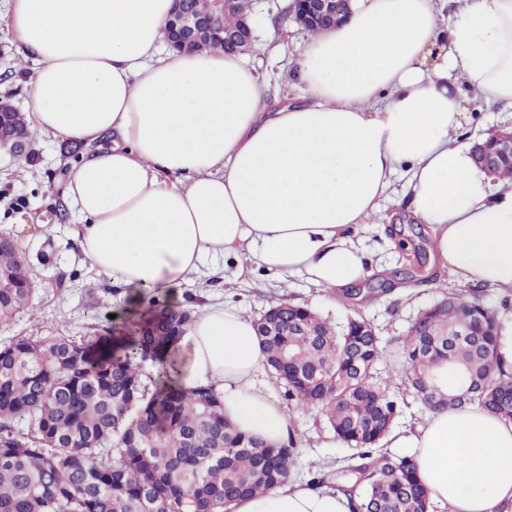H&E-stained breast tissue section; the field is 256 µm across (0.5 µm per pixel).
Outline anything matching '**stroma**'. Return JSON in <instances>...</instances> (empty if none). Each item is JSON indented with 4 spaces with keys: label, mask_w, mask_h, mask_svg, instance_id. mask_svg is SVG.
<instances>
[{
    "label": "stroma",
    "mask_w": 512,
    "mask_h": 512,
    "mask_svg": "<svg viewBox=\"0 0 512 512\" xmlns=\"http://www.w3.org/2000/svg\"><path fill=\"white\" fill-rule=\"evenodd\" d=\"M251 4L256 43L253 51L244 54V61L266 83L272 104L306 101V89L296 76L306 31L288 16V0H251ZM9 9L10 0H0V100L25 113L30 104L28 76L36 63L13 38L7 26ZM87 152L85 146L75 147L51 135L33 139L28 156L21 159L0 151V234L16 240L37 286L31 306L13 321L0 323V342L15 336H93L106 327L137 320L153 302L173 303L189 311L202 303H232L254 317L272 305L305 304L334 323L362 315L382 340L388 341L405 335L421 308L461 289L447 271L431 277L428 255L401 249L390 235L391 225L409 223V199L401 194L383 203L380 212L358 228L356 236L374 277L396 269L409 271L411 277L365 306L333 300L297 273L271 275L258 270L234 283L224 282V274L247 264L245 251L229 258H207L198 275L170 293L112 283L85 265L74 241L81 218L61 196L68 170ZM257 380L275 402L287 407L298 435L292 478L306 481L321 473L327 481H335L336 470L345 466L350 448L329 447L326 438L330 430L322 417L289 405L267 371H260Z\"/></svg>",
    "instance_id": "obj_1"
}]
</instances>
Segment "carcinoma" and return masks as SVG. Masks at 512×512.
I'll list each match as a JSON object with an SVG mask.
<instances>
[{
  "instance_id": "1",
  "label": "carcinoma",
  "mask_w": 512,
  "mask_h": 512,
  "mask_svg": "<svg viewBox=\"0 0 512 512\" xmlns=\"http://www.w3.org/2000/svg\"><path fill=\"white\" fill-rule=\"evenodd\" d=\"M249 13L251 0H236L224 28ZM195 43L233 53L214 31L197 32ZM0 130L33 138L25 114L10 107L0 111ZM497 137L488 133L480 150L492 159L489 174L512 178ZM33 293L19 246L0 240V322L27 308ZM280 308L277 320H254L264 366L288 400L316 410L355 450L340 487L352 512H429L413 457L379 448L398 414L394 379L377 376L388 356L404 361L419 397L436 390L433 409L476 405L512 420L497 313L469 293L422 310L391 351L360 316L334 326L304 305ZM189 322V312L164 306L128 336L114 328L88 343L68 336L0 343V512H230L289 477L296 441L265 445L224 419L213 386L161 387L144 371L151 360L168 372L167 356ZM464 323L469 336L453 342Z\"/></svg>"
}]
</instances>
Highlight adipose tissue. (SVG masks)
Returning a JSON list of instances; mask_svg holds the SVG:
<instances>
[{
  "label": "adipose tissue",
  "instance_id": "obj_1",
  "mask_svg": "<svg viewBox=\"0 0 512 512\" xmlns=\"http://www.w3.org/2000/svg\"><path fill=\"white\" fill-rule=\"evenodd\" d=\"M351 0L337 27L308 34L309 98L270 109L263 82L221 51L160 54L173 0H11L7 25L40 60L31 127L94 145L63 191L84 219L85 263L131 288H169L205 257L248 250L269 273L298 272L331 297L370 274L354 230L404 173L432 257L461 284L512 296V182L461 140L466 102L512 107V0ZM110 147H98L103 135ZM172 378L214 386L237 430L288 441L289 415L258 384L254 321L196 308ZM409 448L434 502L512 512V421L467 406L389 433ZM233 512H350L340 493L287 480Z\"/></svg>",
  "mask_w": 512,
  "mask_h": 512
}]
</instances>
